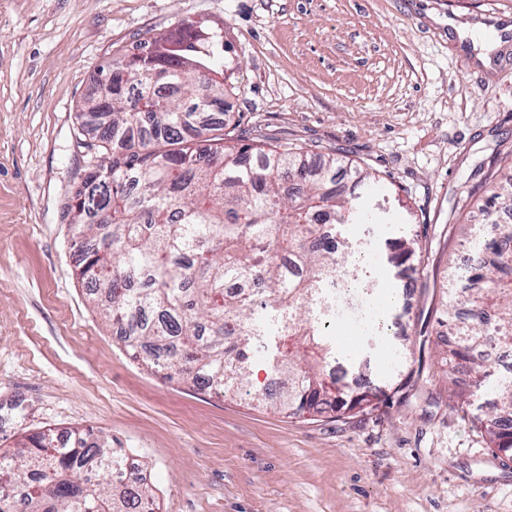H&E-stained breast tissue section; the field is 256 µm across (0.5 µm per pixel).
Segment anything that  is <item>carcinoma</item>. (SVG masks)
I'll use <instances>...</instances> for the list:
<instances>
[{
	"label": "carcinoma",
	"mask_w": 512,
	"mask_h": 512,
	"mask_svg": "<svg viewBox=\"0 0 512 512\" xmlns=\"http://www.w3.org/2000/svg\"><path fill=\"white\" fill-rule=\"evenodd\" d=\"M224 52L221 35L186 20L139 42L111 65L106 92L80 106L97 119L90 160L112 179L86 167L68 209L83 247L79 279L104 317L125 326L124 346L166 378L239 394L252 384L254 338L275 336L278 391L257 401L290 416L376 409L378 392L357 397L326 381L321 363L331 349L314 312L340 255L356 249L339 228L372 219L362 194L379 181L355 168L353 190L338 191L336 157L318 162L286 142L241 144L224 132ZM498 208L512 211V183L490 190L465 225L482 246L467 282L448 279L436 323L451 334L443 351L451 384L458 365L475 368L474 383L453 391L457 406L494 393L475 420L509 458L512 378L493 376L483 356L490 344L512 350V224L484 233ZM395 246L407 260L420 254L414 237ZM457 297L470 304L464 316L449 303ZM124 462L91 428L71 431L65 444L48 430L0 453V485L23 489L26 512H155L147 484L84 476Z\"/></svg>",
	"instance_id": "carcinoma-1"
}]
</instances>
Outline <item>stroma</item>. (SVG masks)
<instances>
[{"label": "stroma", "instance_id": "stroma-1", "mask_svg": "<svg viewBox=\"0 0 512 512\" xmlns=\"http://www.w3.org/2000/svg\"><path fill=\"white\" fill-rule=\"evenodd\" d=\"M512 0H0V451L22 435L91 427L150 473L160 512H512V459L457 412L432 311L465 243L456 220L475 171L512 178V36L476 59L470 32ZM220 32L235 69L224 121L376 172L371 272L409 302L421 375L399 392L396 335L338 351L348 377L388 388L350 418L287 416L246 395L167 382L133 359L73 274L66 205L93 126L77 104L100 71L182 20ZM420 234L423 261L392 243Z\"/></svg>", "mask_w": 512, "mask_h": 512}]
</instances>
